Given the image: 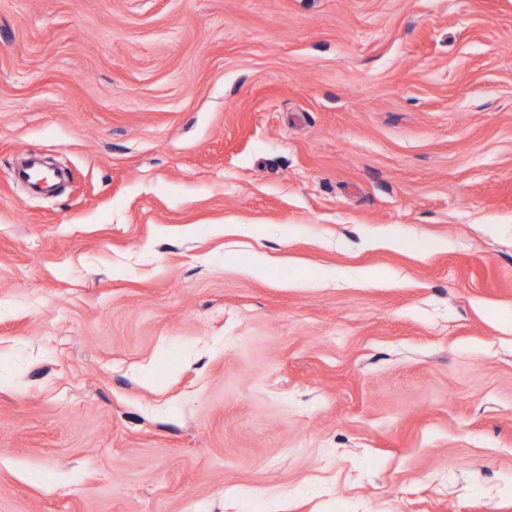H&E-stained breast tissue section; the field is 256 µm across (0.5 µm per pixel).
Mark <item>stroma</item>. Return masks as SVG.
Segmentation results:
<instances>
[{"label": "stroma", "instance_id": "35a3bbf8", "mask_svg": "<svg viewBox=\"0 0 512 512\" xmlns=\"http://www.w3.org/2000/svg\"><path fill=\"white\" fill-rule=\"evenodd\" d=\"M0 512H512V0H0Z\"/></svg>", "mask_w": 512, "mask_h": 512}]
</instances>
